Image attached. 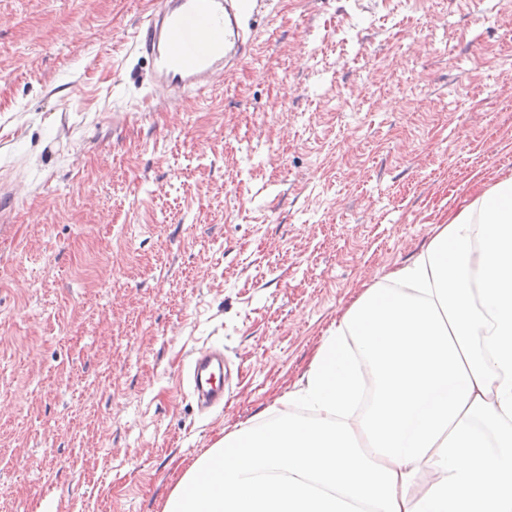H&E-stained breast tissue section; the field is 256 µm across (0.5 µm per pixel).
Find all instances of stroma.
Wrapping results in <instances>:
<instances>
[{"label":"stroma","mask_w":512,"mask_h":512,"mask_svg":"<svg viewBox=\"0 0 512 512\" xmlns=\"http://www.w3.org/2000/svg\"><path fill=\"white\" fill-rule=\"evenodd\" d=\"M157 0H0V505L162 512L363 288L512 175V0H266L203 94ZM233 372L203 414L191 351Z\"/></svg>","instance_id":"1"}]
</instances>
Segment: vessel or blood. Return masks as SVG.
I'll return each instance as SVG.
<instances>
[{"label": "vessel or blood", "instance_id": "b4317fda", "mask_svg": "<svg viewBox=\"0 0 512 512\" xmlns=\"http://www.w3.org/2000/svg\"><path fill=\"white\" fill-rule=\"evenodd\" d=\"M262 0H159L133 32L137 53L151 66L155 82L176 90L207 91L214 76L250 54L256 41L246 16L259 13ZM189 383L202 404L224 401V360L208 350L191 361Z\"/></svg>", "mask_w": 512, "mask_h": 512}]
</instances>
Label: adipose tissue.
I'll return each instance as SVG.
<instances>
[{
    "mask_svg": "<svg viewBox=\"0 0 512 512\" xmlns=\"http://www.w3.org/2000/svg\"><path fill=\"white\" fill-rule=\"evenodd\" d=\"M278 403L164 512H512V176L362 290Z\"/></svg>",
    "mask_w": 512,
    "mask_h": 512,
    "instance_id": "ef3b65f1",
    "label": "adipose tissue"
}]
</instances>
